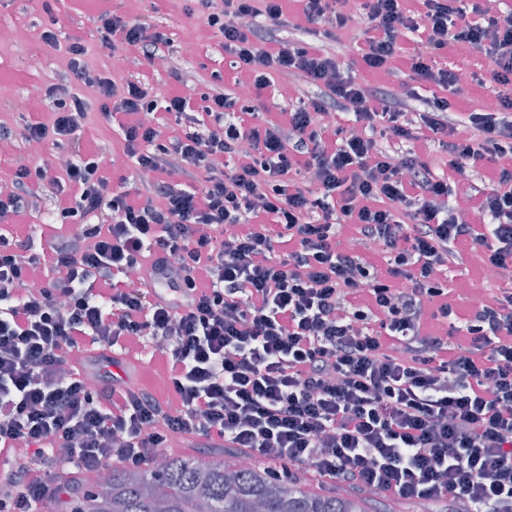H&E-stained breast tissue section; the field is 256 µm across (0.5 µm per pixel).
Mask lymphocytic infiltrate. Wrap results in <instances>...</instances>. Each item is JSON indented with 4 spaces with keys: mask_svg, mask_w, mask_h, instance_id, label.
<instances>
[{
    "mask_svg": "<svg viewBox=\"0 0 512 512\" xmlns=\"http://www.w3.org/2000/svg\"><path fill=\"white\" fill-rule=\"evenodd\" d=\"M288 2L194 5L233 68L253 73L254 94L273 70L320 88L277 119L220 83L195 94L177 72L162 96L143 73L117 90L76 37L69 86L45 91L53 123L25 121L23 141H51L67 159L53 177L13 169L0 223H25L49 178L78 229L37 253L0 235V512L68 499L56 467L141 470L176 437L230 444L275 480L312 474L392 500L512 512V97L461 115L446 95L459 72L439 61L465 44L494 64L472 85H511L512 12L361 0L349 14L299 0L307 25L359 20L355 53L371 73L434 86L418 112L412 91L363 86L333 52L282 37ZM97 20L147 61L171 45L107 2ZM407 34L428 56L402 54ZM88 86L145 174L137 187L113 189L98 152L71 151ZM337 110L354 130L322 124ZM422 139L447 152L445 170L416 152ZM462 180L474 222L451 200ZM476 253L479 277L498 285L460 309L445 277ZM145 266L150 278L131 287ZM146 338L165 342L162 396L102 374L103 353ZM84 350L99 359L74 366Z\"/></svg>",
    "mask_w": 512,
    "mask_h": 512,
    "instance_id": "1",
    "label": "lymphocytic infiltrate"
}]
</instances>
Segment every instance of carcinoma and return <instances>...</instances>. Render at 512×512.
Wrapping results in <instances>:
<instances>
[{
  "mask_svg": "<svg viewBox=\"0 0 512 512\" xmlns=\"http://www.w3.org/2000/svg\"><path fill=\"white\" fill-rule=\"evenodd\" d=\"M112 492L79 478L67 512H366L356 495H311L295 483L268 478L252 467L228 478L224 468L206 472L197 459L175 456L148 471L111 470Z\"/></svg>",
  "mask_w": 512,
  "mask_h": 512,
  "instance_id": "1",
  "label": "carcinoma"
}]
</instances>
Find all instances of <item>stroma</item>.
I'll return each mask as SVG.
<instances>
[{
	"label": "stroma",
	"mask_w": 512,
	"mask_h": 512,
	"mask_svg": "<svg viewBox=\"0 0 512 512\" xmlns=\"http://www.w3.org/2000/svg\"><path fill=\"white\" fill-rule=\"evenodd\" d=\"M118 13L131 19L155 23L173 44L172 64L152 66L133 59L129 46L118 43L114 48L103 47L94 21L96 8L87 0H0V30L9 31L11 38L0 45V126L16 127L13 100L30 91L38 98L31 107L34 118L48 119L49 112L43 93L47 87L63 82L67 77V56L64 47L45 48L39 41V31L31 27L34 17L53 15L66 19L78 12L82 22L76 30L86 47L85 61L95 70L108 71L116 86H123L128 72H147L158 92L172 85L171 67H178L197 91H208L213 83L212 72H228L221 39L210 33L202 22L189 16V0H114ZM80 138L93 137L102 145L106 156L115 158L114 179L133 184L138 180L133 163L123 157L120 134L102 119L96 100H89ZM30 168L59 167L51 143L40 144L37 151L20 149L18 142L0 140V176L6 175L16 163Z\"/></svg>",
	"instance_id": "35a3bbf8"
}]
</instances>
